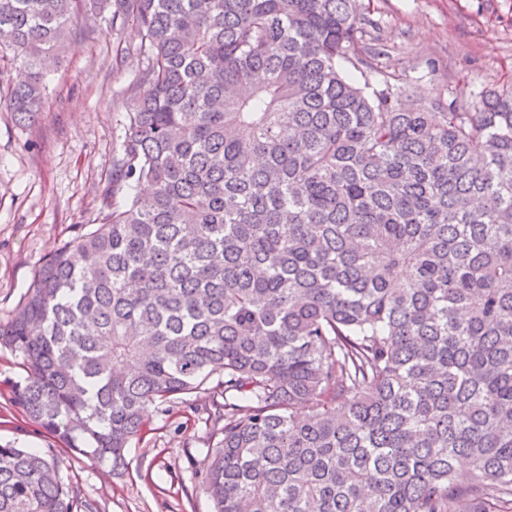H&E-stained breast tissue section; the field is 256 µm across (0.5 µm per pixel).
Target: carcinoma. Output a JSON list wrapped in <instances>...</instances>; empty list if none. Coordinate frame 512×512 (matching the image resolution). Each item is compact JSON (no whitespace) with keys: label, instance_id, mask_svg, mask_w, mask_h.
Instances as JSON below:
<instances>
[{"label":"carcinoma","instance_id":"carcinoma-1","mask_svg":"<svg viewBox=\"0 0 512 512\" xmlns=\"http://www.w3.org/2000/svg\"><path fill=\"white\" fill-rule=\"evenodd\" d=\"M101 2L0 0L17 121ZM110 20L137 29L146 90L99 222L0 322L23 414L114 468L148 407L205 412L214 512H512V88L430 112L344 76L353 0ZM61 471L0 445V512H74Z\"/></svg>","mask_w":512,"mask_h":512}]
</instances>
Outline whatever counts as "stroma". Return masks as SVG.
<instances>
[{"mask_svg": "<svg viewBox=\"0 0 512 512\" xmlns=\"http://www.w3.org/2000/svg\"><path fill=\"white\" fill-rule=\"evenodd\" d=\"M359 72L392 78L402 98L470 112L482 92L512 86V0H357ZM134 26L91 14L47 73L38 120L19 124L6 103L21 73L0 62V321L12 314L38 264L93 224L112 179L141 67ZM23 375L0 347V444L57 449L63 474L97 512H212L192 477L206 464L205 415L150 407L152 429L133 440L119 470L97 467L25 418L10 385Z\"/></svg>", "mask_w": 512, "mask_h": 512, "instance_id": "1", "label": "stroma"}]
</instances>
